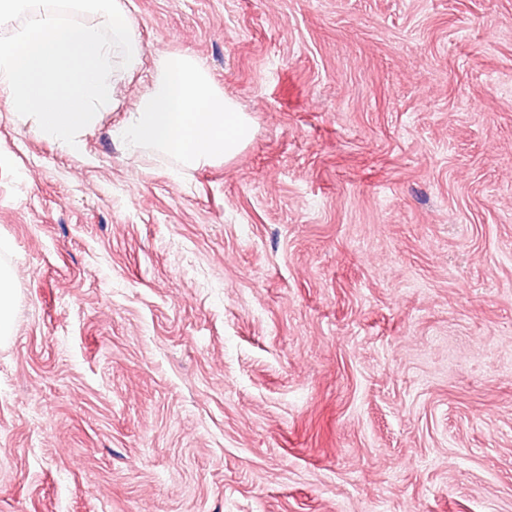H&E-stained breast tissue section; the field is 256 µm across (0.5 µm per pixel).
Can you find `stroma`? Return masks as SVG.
<instances>
[{
    "instance_id": "stroma-1",
    "label": "stroma",
    "mask_w": 512,
    "mask_h": 512,
    "mask_svg": "<svg viewBox=\"0 0 512 512\" xmlns=\"http://www.w3.org/2000/svg\"><path fill=\"white\" fill-rule=\"evenodd\" d=\"M70 152L0 100V512H512V0H124ZM253 120L110 131L160 55ZM16 288L14 274L10 267L0 265V342L7 341L12 335V310Z\"/></svg>"
}]
</instances>
